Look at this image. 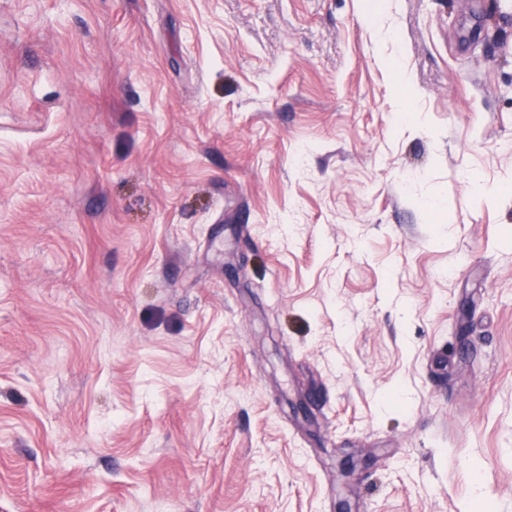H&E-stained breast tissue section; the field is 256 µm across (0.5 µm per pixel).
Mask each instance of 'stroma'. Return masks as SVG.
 Here are the masks:
<instances>
[{"instance_id": "1", "label": "stroma", "mask_w": 512, "mask_h": 512, "mask_svg": "<svg viewBox=\"0 0 512 512\" xmlns=\"http://www.w3.org/2000/svg\"><path fill=\"white\" fill-rule=\"evenodd\" d=\"M512 512V0H0V512Z\"/></svg>"}]
</instances>
